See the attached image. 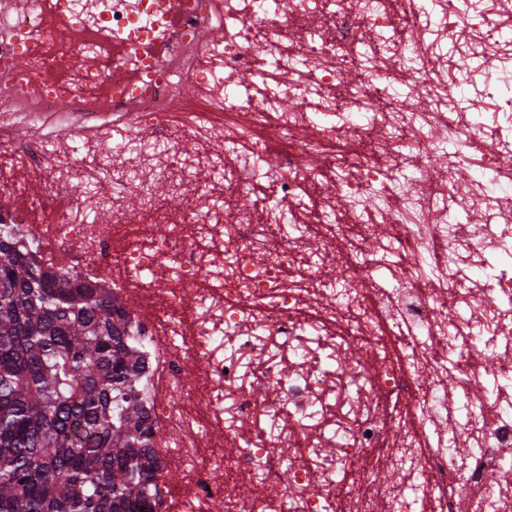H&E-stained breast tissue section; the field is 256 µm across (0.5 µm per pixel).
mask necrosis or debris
<instances>
[{"instance_id":"obj_1","label":"necrosis or debris","mask_w":512,"mask_h":512,"mask_svg":"<svg viewBox=\"0 0 512 512\" xmlns=\"http://www.w3.org/2000/svg\"><path fill=\"white\" fill-rule=\"evenodd\" d=\"M199 0H184L181 27L147 0H64L67 24L46 25L43 0H8L0 14V63L27 45L29 78L53 74L69 109L85 118L111 115L102 167L76 169L70 152L46 157L39 144H5L0 168V229L19 231L45 270L99 267L119 278L97 282V296L132 326L127 342L145 364L140 397L157 469L184 461V480L154 483L156 512H402L414 491L422 512H512V481L489 484L492 471L512 473V405L482 396L493 383H512V123L487 128L478 101L461 95L453 65L426 39L425 10L447 14V34L463 32L476 46L512 61V47L490 42L482 29L461 26L470 0H263L239 7L226 0L232 25L224 40L189 45L188 30L204 25ZM90 40L68 48L72 30ZM141 33L136 47L107 55L116 33ZM167 46L159 78L138 85L114 73L141 69L147 45ZM279 55L280 73L244 83L261 54ZM301 56L305 73L289 61ZM201 88L202 106L179 108L181 84ZM415 88L419 97L404 98ZM314 98L322 119L284 112V97ZM247 146L226 159L224 204L211 223L200 220L205 196L171 208L188 168L205 175L224 142ZM139 153L145 176L128 181V154ZM275 154L266 190L254 188L253 164ZM416 172L402 193L393 176ZM66 177L92 183L95 221L72 203L46 204L34 183ZM331 183L352 210L323 221ZM255 197L251 210L237 195ZM469 194L487 224H452L448 202ZM142 204L143 221L128 223L118 196ZM301 215L293 241L275 232L281 207ZM273 250L276 261L252 256ZM343 254L337 279L356 291L344 308L307 273L309 264ZM210 282L199 287V270ZM470 270L461 281L458 268ZM387 269L395 286L382 293L375 275ZM424 363L427 383L399 356L400 344ZM352 355L349 372L338 364ZM198 369L195 384L180 378ZM469 397L459 432L474 447L462 457L420 449L427 425L448 417L447 377ZM286 415L279 441L237 428L227 417ZM402 437L395 452L384 447ZM409 459L418 485H373L372 478ZM290 481L280 485L279 471ZM262 483L248 495L238 486L255 469ZM341 480H331L333 472ZM316 493L307 488L317 476Z\"/></svg>"}]
</instances>
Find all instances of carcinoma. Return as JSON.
Listing matches in <instances>:
<instances>
[{"label":"carcinoma","mask_w":512,"mask_h":512,"mask_svg":"<svg viewBox=\"0 0 512 512\" xmlns=\"http://www.w3.org/2000/svg\"><path fill=\"white\" fill-rule=\"evenodd\" d=\"M14 241L0 235V512H155L121 320Z\"/></svg>","instance_id":"cac0c4a2"}]
</instances>
